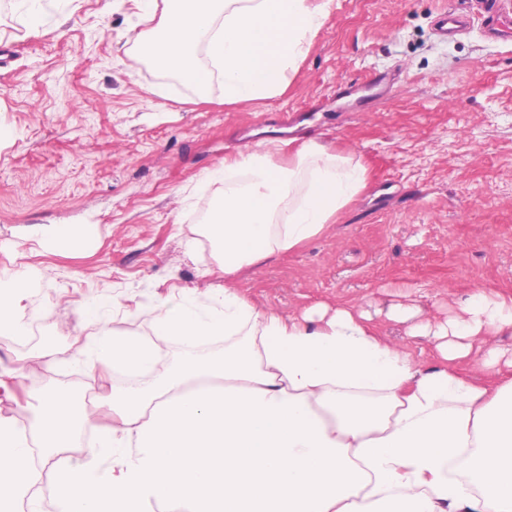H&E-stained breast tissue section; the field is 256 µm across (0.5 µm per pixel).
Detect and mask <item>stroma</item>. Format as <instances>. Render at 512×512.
Here are the masks:
<instances>
[{
  "label": "stroma",
  "instance_id": "obj_1",
  "mask_svg": "<svg viewBox=\"0 0 512 512\" xmlns=\"http://www.w3.org/2000/svg\"><path fill=\"white\" fill-rule=\"evenodd\" d=\"M466 0H333L280 96L229 105L221 81L209 101L139 61L145 29L134 0H0V275L35 272L20 300L26 331L0 335V372L35 393L66 381L101 404L117 382L89 370L74 340L95 326L141 333L124 306L233 283L268 312L324 306L365 311L377 332L422 367L440 363L427 324L460 313L478 290L512 295V42L481 19L450 38L445 9ZM306 130L274 153L287 162L314 140L351 152L368 185L320 236L233 276L214 272L193 236L215 201L201 171L265 138L284 113ZM35 224L86 229L89 248L53 251ZM400 304L413 317L394 315ZM98 325H91V318ZM503 359L487 367L486 348ZM512 332L475 341L465 374L512 376Z\"/></svg>",
  "mask_w": 512,
  "mask_h": 512
}]
</instances>
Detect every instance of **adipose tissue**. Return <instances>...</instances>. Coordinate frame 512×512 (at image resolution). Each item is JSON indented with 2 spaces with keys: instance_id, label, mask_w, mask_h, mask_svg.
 <instances>
[{
  "instance_id": "obj_1",
  "label": "adipose tissue",
  "mask_w": 512,
  "mask_h": 512,
  "mask_svg": "<svg viewBox=\"0 0 512 512\" xmlns=\"http://www.w3.org/2000/svg\"><path fill=\"white\" fill-rule=\"evenodd\" d=\"M155 26L139 56L224 101L282 95L332 0H137ZM207 64H199V54ZM265 140L202 172L219 185L204 231L232 275L323 233L367 187L353 155L316 142L276 164ZM30 281L0 277V335L25 331ZM436 326L425 369L363 316L285 317L237 288L184 291L137 308L144 334L90 333L86 348L136 377L95 425L67 384L32 394L29 429L0 420V512H43L32 449L55 470L54 512H512V378L489 387L457 370L471 341L512 330V297L471 294ZM224 337V350L201 353ZM186 353L162 364L171 343ZM95 442L84 462L71 451Z\"/></svg>"
}]
</instances>
